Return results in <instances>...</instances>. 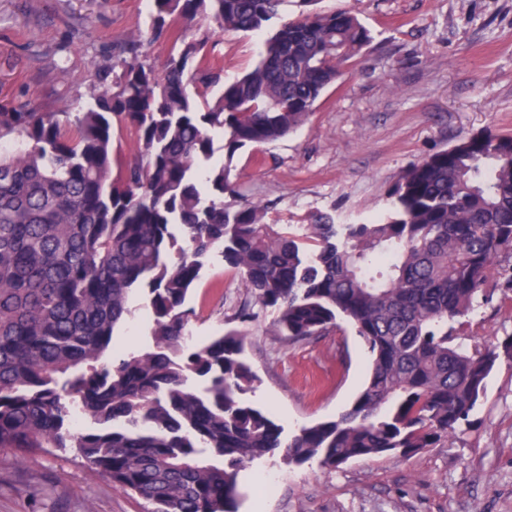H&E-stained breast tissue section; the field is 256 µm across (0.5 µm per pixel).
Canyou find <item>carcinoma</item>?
<instances>
[{
	"mask_svg": "<svg viewBox=\"0 0 512 512\" xmlns=\"http://www.w3.org/2000/svg\"><path fill=\"white\" fill-rule=\"evenodd\" d=\"M284 0H153L152 29L207 22L160 79L122 58L73 112L0 104V448H70L148 512H237V478L281 448L290 462L407 458L452 436L499 354L454 343V324L512 257V135L485 133L405 169L365 223L319 216L295 233L232 210L236 153L285 137L368 46L351 11L303 12L264 40L259 62L221 83L217 31L259 32ZM141 158L113 175L114 128ZM226 163L208 170L212 131ZM218 254L291 341L350 322L370 369L336 420L286 439L244 394L255 375L238 332L188 342L186 299ZM148 286L144 347L112 361L131 292ZM202 386L188 384L189 378Z\"/></svg>",
	"mask_w": 512,
	"mask_h": 512,
	"instance_id": "cac0c4a2",
	"label": "carcinoma"
}]
</instances>
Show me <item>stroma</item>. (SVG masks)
<instances>
[{"label":"stroma","mask_w":512,"mask_h":512,"mask_svg":"<svg viewBox=\"0 0 512 512\" xmlns=\"http://www.w3.org/2000/svg\"><path fill=\"white\" fill-rule=\"evenodd\" d=\"M312 10L357 14L372 40L309 118L277 141L238 151L236 195L261 205L278 230L327 215L343 223L382 212L402 170L460 140L512 134V0H313ZM151 0H0V100L74 110L89 84L141 36L142 60L162 69L183 29L171 22L150 38ZM265 33L219 31L209 49L230 82L256 63ZM512 263L456 325L467 349L512 338ZM251 297L219 257L205 261L187 299L197 339L241 330L257 380L245 397L271 412L285 434L337 419L361 390L370 354L339 322L301 341L281 336L273 311L243 325ZM131 317L114 357L140 347L152 324L146 290L133 291ZM238 512H512V351L500 352L484 396L455 434L403 459H355L335 468L264 458L238 476ZM140 498L84 467L73 451L17 461L0 448V512H144Z\"/></svg>","instance_id":"1"}]
</instances>
